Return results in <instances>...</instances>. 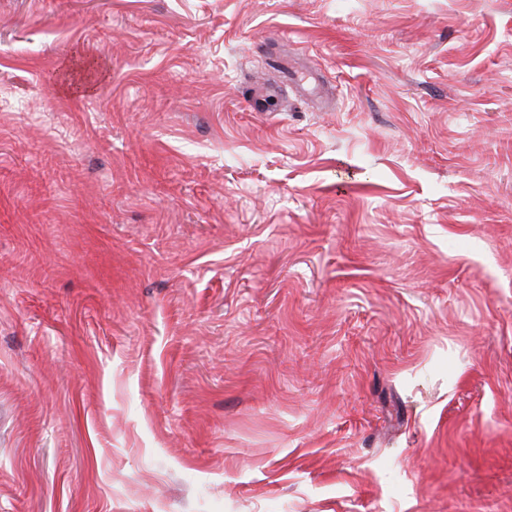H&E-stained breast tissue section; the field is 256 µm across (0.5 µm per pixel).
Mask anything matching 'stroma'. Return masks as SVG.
<instances>
[{
    "label": "stroma",
    "instance_id": "stroma-1",
    "mask_svg": "<svg viewBox=\"0 0 512 512\" xmlns=\"http://www.w3.org/2000/svg\"><path fill=\"white\" fill-rule=\"evenodd\" d=\"M0 512H512V0H0Z\"/></svg>",
    "mask_w": 512,
    "mask_h": 512
}]
</instances>
